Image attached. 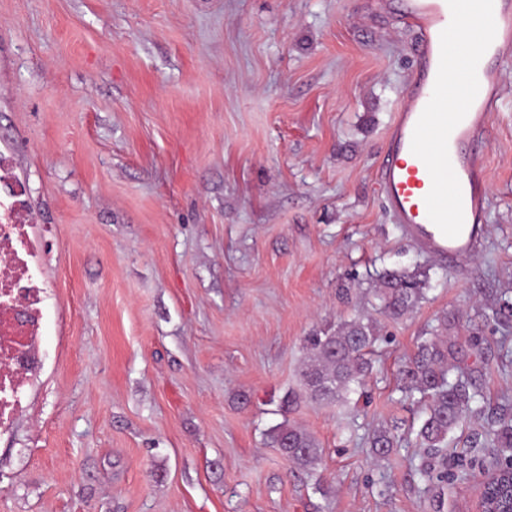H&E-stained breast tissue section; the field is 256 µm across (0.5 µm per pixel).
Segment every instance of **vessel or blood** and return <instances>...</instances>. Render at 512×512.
<instances>
[{
	"mask_svg": "<svg viewBox=\"0 0 512 512\" xmlns=\"http://www.w3.org/2000/svg\"><path fill=\"white\" fill-rule=\"evenodd\" d=\"M402 10L419 42L380 159L379 188L393 222L415 243L458 261L486 232L484 143L507 92L500 64L512 45V0H404Z\"/></svg>",
	"mask_w": 512,
	"mask_h": 512,
	"instance_id": "vessel-or-blood-1",
	"label": "vessel or blood"
}]
</instances>
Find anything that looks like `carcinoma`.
Returning a JSON list of instances; mask_svg holds the SVG:
<instances>
[{
	"instance_id": "cac0c4a2",
	"label": "carcinoma",
	"mask_w": 512,
	"mask_h": 512,
	"mask_svg": "<svg viewBox=\"0 0 512 512\" xmlns=\"http://www.w3.org/2000/svg\"><path fill=\"white\" fill-rule=\"evenodd\" d=\"M378 289L380 312L398 319L411 312L424 299L423 289L396 273L385 274ZM448 318L437 319L432 335L422 337L417 351L401 370L406 397L419 394L426 401L424 419L416 433L419 447L428 449L430 460L419 468L427 479L443 482L448 474L438 469L445 460L448 435L468 415L484 413L480 394L470 389L468 377L459 362L462 348L448 339ZM378 340L372 320L355 318L342 323L336 331H319L305 338L308 353L300 370L305 394L319 402L343 403L352 386H362L371 368L368 355ZM273 445L281 454L304 469L312 470L321 460L322 448L306 430L281 425L270 432ZM397 444V434L378 431L371 447L381 457L389 455ZM475 444L495 450V464L512 463V419L503 417L488 427Z\"/></svg>"
}]
</instances>
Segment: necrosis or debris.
Here are the masks:
<instances>
[{"mask_svg":"<svg viewBox=\"0 0 512 512\" xmlns=\"http://www.w3.org/2000/svg\"><path fill=\"white\" fill-rule=\"evenodd\" d=\"M0 153V436L10 432L45 362L43 336L51 320L50 291L41 271L42 247L20 189Z\"/></svg>","mask_w":512,"mask_h":512,"instance_id":"4bbe7bcc","label":"necrosis or debris"}]
</instances>
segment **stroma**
I'll use <instances>...</instances> for the list:
<instances>
[{
	"label": "stroma",
	"instance_id": "stroma-1",
	"mask_svg": "<svg viewBox=\"0 0 512 512\" xmlns=\"http://www.w3.org/2000/svg\"><path fill=\"white\" fill-rule=\"evenodd\" d=\"M415 29L380 0H0V150L25 187L50 285L46 366L0 437V512H470L426 484L397 372L447 317L484 415L512 418V53L486 143L488 230L435 259L389 216L377 167ZM426 291L379 313L378 272ZM380 336L363 394H303L304 339ZM312 434L314 473L273 447Z\"/></svg>",
	"mask_w": 512,
	"mask_h": 512
}]
</instances>
